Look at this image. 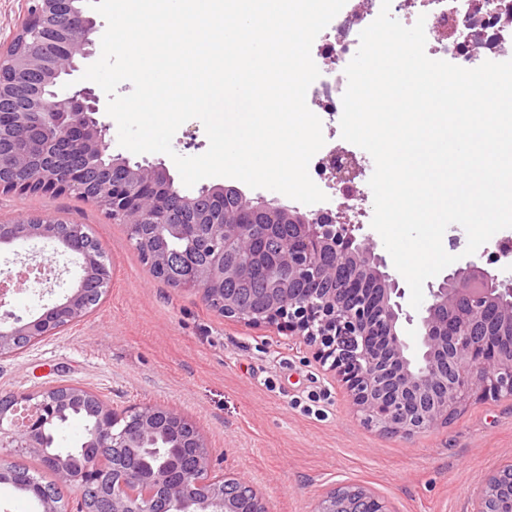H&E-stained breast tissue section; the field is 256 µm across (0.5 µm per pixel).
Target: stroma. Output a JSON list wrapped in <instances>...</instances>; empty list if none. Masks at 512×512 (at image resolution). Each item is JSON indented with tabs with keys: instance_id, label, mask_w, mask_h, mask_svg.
I'll list each match as a JSON object with an SVG mask.
<instances>
[{
	"instance_id": "stroma-1",
	"label": "stroma",
	"mask_w": 512,
	"mask_h": 512,
	"mask_svg": "<svg viewBox=\"0 0 512 512\" xmlns=\"http://www.w3.org/2000/svg\"><path fill=\"white\" fill-rule=\"evenodd\" d=\"M325 150L349 153L373 207L372 158L323 124ZM50 212L85 225L112 264L95 310L0 359V394L76 384L114 407L163 404L204 432L217 472L249 478L271 512H312L341 482L364 484L395 512H469L485 476L512 459V400L481 399L412 437L363 424L312 347L273 327L224 319L200 295L152 276L124 224L74 195L0 194V224Z\"/></svg>"
}]
</instances>
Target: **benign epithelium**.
<instances>
[{"label": "benign epithelium", "instance_id": "obj_1", "mask_svg": "<svg viewBox=\"0 0 512 512\" xmlns=\"http://www.w3.org/2000/svg\"><path fill=\"white\" fill-rule=\"evenodd\" d=\"M27 12L10 41L0 43V137L14 148L0 152V194L56 196L83 193L127 225L137 245L153 237L187 238L211 258L208 270L177 290L194 292L227 319L274 326L314 347L315 358L346 387L363 422L380 430L414 436L448 422L477 398L512 399V287L494 268L467 260L429 286V299L414 316L403 305L398 279L363 225L349 213L356 207L346 163L329 159L325 170L343 202L333 215L302 212L277 198H248L239 189L203 185L185 194L164 163L133 161L111 151L108 125L100 121L101 98L88 86L65 90L62 80L93 54L97 23L86 0H27ZM512 24V0H471L468 22L484 15ZM237 199L232 232L217 235L186 216L208 199ZM36 214L0 224V247L13 251L41 243L57 257L67 255L77 271L67 291L28 320L0 325V358L54 336L90 314L87 291L103 297L112 267L102 250L84 246L81 224H64ZM271 224L290 225L288 254L265 259L257 245ZM336 260V287L321 288L323 255ZM277 272L306 288L288 302L289 288H269L257 305L224 293L217 284L248 277L255 266ZM418 325L413 352L404 328ZM83 406L94 418L79 454L49 447L66 409ZM192 450L194 463L184 457ZM38 456L60 483L89 499L93 512H269L254 483L236 473L218 474L200 427L171 406L133 405L117 409L77 385L35 393L0 395V486L36 502V512H68L34 476L19 474L4 451ZM314 512H394L372 489L342 484L322 495ZM471 512H512V460L481 483Z\"/></svg>", "mask_w": 512, "mask_h": 512}]
</instances>
